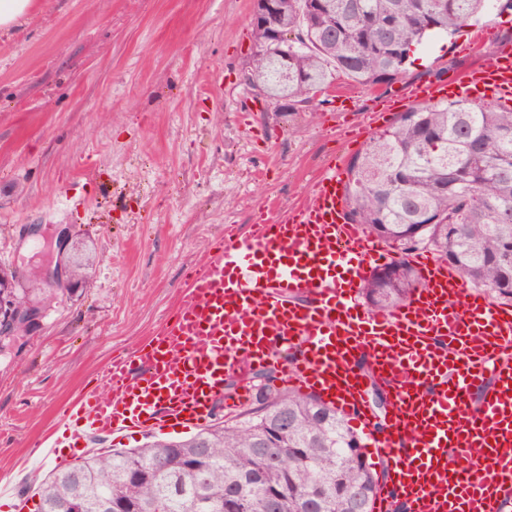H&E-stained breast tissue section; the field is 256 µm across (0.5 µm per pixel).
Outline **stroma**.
<instances>
[{
    "label": "stroma",
    "instance_id": "35a3bbf8",
    "mask_svg": "<svg viewBox=\"0 0 512 512\" xmlns=\"http://www.w3.org/2000/svg\"><path fill=\"white\" fill-rule=\"evenodd\" d=\"M254 0H31L0 29V264L40 267L61 229L91 248L90 284L0 358V512L57 468L37 444L113 354L172 311L224 227L306 200L324 164L370 142L366 112L414 83L461 76L512 47V10L436 38L374 87L337 78L288 111L257 102Z\"/></svg>",
    "mask_w": 512,
    "mask_h": 512
}]
</instances>
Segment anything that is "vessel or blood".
Returning <instances> with one entry per match:
<instances>
[{
    "label": "vessel or blood",
    "mask_w": 512,
    "mask_h": 512,
    "mask_svg": "<svg viewBox=\"0 0 512 512\" xmlns=\"http://www.w3.org/2000/svg\"><path fill=\"white\" fill-rule=\"evenodd\" d=\"M409 96L510 106L512 52L453 83L412 86ZM386 261L381 244L349 221L339 171L324 169L306 206L226 229L171 316L69 404L50 447L207 425L224 402L249 394L244 385L225 397L228 376L272 368L291 389L335 404L382 455L373 512H503L512 502V307L468 291L423 253L413 258L421 283L410 298L371 312L361 288ZM367 373L391 394L381 436Z\"/></svg>",
    "instance_id": "obj_1"
}]
</instances>
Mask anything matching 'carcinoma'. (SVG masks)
Here are the masks:
<instances>
[{"mask_svg":"<svg viewBox=\"0 0 512 512\" xmlns=\"http://www.w3.org/2000/svg\"><path fill=\"white\" fill-rule=\"evenodd\" d=\"M497 0H273L253 24L243 81L289 110L343 75L377 84L405 75L406 52L454 33ZM349 220L394 246L390 274L362 288L385 311L419 284L408 256L427 248L464 282L512 301V106L439 102L401 113L375 132L347 168ZM0 280L43 310L62 293L38 272L0 266ZM272 370L250 377L251 406L182 440L156 439L60 468L35 487V512H71L78 498L120 512H220L236 497L245 512H372L379 476L361 438L331 403L274 386ZM200 458L201 470L183 469Z\"/></svg>","mask_w":512,"mask_h":512,"instance_id":"obj_1","label":"carcinoma"}]
</instances>
